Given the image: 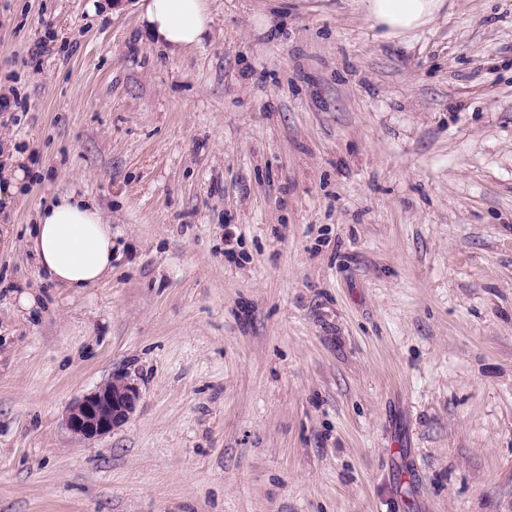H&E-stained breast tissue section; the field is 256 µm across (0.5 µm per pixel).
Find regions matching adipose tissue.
Segmentation results:
<instances>
[{
	"instance_id": "ef3b65f1",
	"label": "adipose tissue",
	"mask_w": 512,
	"mask_h": 512,
	"mask_svg": "<svg viewBox=\"0 0 512 512\" xmlns=\"http://www.w3.org/2000/svg\"><path fill=\"white\" fill-rule=\"evenodd\" d=\"M445 0H362L363 10L385 38L404 40L433 22ZM146 31L170 53L198 46L212 22L205 0H139ZM33 251L39 272L80 292L112 271V227L96 202L76 193L59 195L36 217Z\"/></svg>"
}]
</instances>
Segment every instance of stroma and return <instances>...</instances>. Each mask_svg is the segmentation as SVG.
Instances as JSON below:
<instances>
[{"label":"stroma","instance_id":"obj_1","mask_svg":"<svg viewBox=\"0 0 512 512\" xmlns=\"http://www.w3.org/2000/svg\"><path fill=\"white\" fill-rule=\"evenodd\" d=\"M89 4L0 0V512H512V0L404 43L207 0L176 55ZM71 191L112 226L80 293L31 248ZM117 372L135 413L72 438ZM9 163L0 169V197H9L19 192L23 186L27 172L23 167V160L10 157Z\"/></svg>","mask_w":512,"mask_h":512}]
</instances>
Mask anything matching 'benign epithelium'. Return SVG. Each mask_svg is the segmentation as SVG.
<instances>
[{
  "label": "benign epithelium",
  "instance_id": "obj_1",
  "mask_svg": "<svg viewBox=\"0 0 512 512\" xmlns=\"http://www.w3.org/2000/svg\"><path fill=\"white\" fill-rule=\"evenodd\" d=\"M138 387L122 374L75 400L69 407L65 426L74 436L92 440L123 426L136 411Z\"/></svg>",
  "mask_w": 512,
  "mask_h": 512
}]
</instances>
